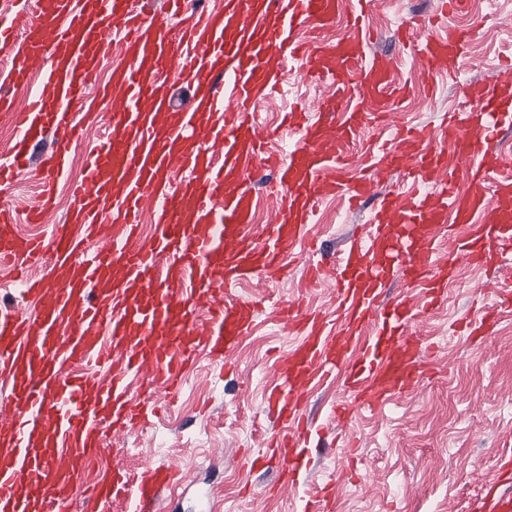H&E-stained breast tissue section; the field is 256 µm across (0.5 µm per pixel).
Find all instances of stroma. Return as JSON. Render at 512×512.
<instances>
[{
  "instance_id": "stroma-1",
  "label": "stroma",
  "mask_w": 512,
  "mask_h": 512,
  "mask_svg": "<svg viewBox=\"0 0 512 512\" xmlns=\"http://www.w3.org/2000/svg\"><path fill=\"white\" fill-rule=\"evenodd\" d=\"M437 4L373 0V51H397V25L431 13ZM476 30L456 79H435L430 90L413 84L398 114L402 123L440 124L448 111L493 83L512 94V79L504 80L497 69L499 58L512 56V0H495ZM287 81L292 100L265 103L266 122L279 123L290 103L332 93L299 68ZM316 218L311 234L317 252L301 253L288 279L269 284L265 293L272 301L295 295L307 265L339 253L355 228L369 223L371 209L352 211L344 198L335 197L322 203ZM486 288L512 290V255L493 267L460 263L442 301L423 322L436 375L378 411H360L345 439H337L330 420L333 405L344 398L341 386L333 383L311 394L306 414L326 448L313 454L307 478L296 487L286 485L276 465L254 470L248 465L259 453L256 431L276 430L264 394L274 380L275 358L292 344L268 308L258 311L232 370L220 373L200 360L167 412L129 435L124 446L106 452L101 462L138 472L163 460L193 476V486L162 492L161 512H301L303 500L332 477L339 483L338 512H475L500 438L512 432V314L481 340L454 332L457 320L475 313Z\"/></svg>"
}]
</instances>
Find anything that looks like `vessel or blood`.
<instances>
[{"instance_id": "1", "label": "vessel or blood", "mask_w": 512, "mask_h": 512, "mask_svg": "<svg viewBox=\"0 0 512 512\" xmlns=\"http://www.w3.org/2000/svg\"><path fill=\"white\" fill-rule=\"evenodd\" d=\"M370 2L224 0L215 12L191 9L189 0L150 9L131 0H0V60L10 65L0 116L16 131L13 152L0 158V187L29 166L33 143H51L40 158L38 208L21 218L0 206V269L20 281L22 299L39 301L24 311L0 307V385L8 389L0 400V512H71L77 501L81 512H108L116 499L156 512L162 491L183 484L179 468L157 462L95 480L90 458L157 418L199 350L228 366L263 307L230 298L229 287L287 275L325 197L359 206L398 170L413 172L418 187L388 192L336 263L309 265L297 295L273 312L294 341L275 361L266 397L287 428L269 452L298 479L314 435L297 413L314 387L342 382L352 400L336 403L332 417L346 420L428 375L412 326L420 308L435 304L460 262L489 266L512 251V155L496 142L512 106L492 85L439 126L393 121L408 87L397 79L395 54L369 51ZM464 4L440 0L437 13L399 31L420 84L458 75L473 32L442 24ZM18 6L19 28L6 22ZM339 17L346 33L324 43L319 31ZM112 58L105 88L98 69ZM289 63L313 82H331L336 95L291 107L271 127L259 108L283 90ZM36 64L43 70L34 89ZM163 72L192 87L186 106L162 92ZM355 90L360 101L347 106ZM98 99L112 113L72 171L70 150L87 137L73 109ZM374 127L381 134L368 142L371 164L345 180L352 146ZM288 133V153L273 150ZM265 170L273 174L266 189L283 203L251 237L243 231L255 208L249 184ZM61 183L70 190L63 214ZM22 219L45 234L19 236ZM449 221L467 232L446 249L439 229ZM397 275L422 285V302L402 298L378 312V296ZM327 279L335 309L309 313L308 292ZM511 302V290L498 292L468 335L488 334ZM497 454L481 512H512V494L502 490L512 481V447ZM337 489L324 483L303 512H333Z\"/></svg>"}]
</instances>
